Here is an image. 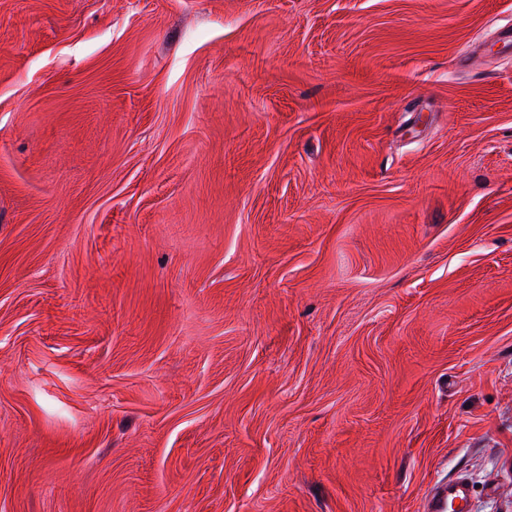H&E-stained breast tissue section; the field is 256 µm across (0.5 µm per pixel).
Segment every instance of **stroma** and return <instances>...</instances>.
Wrapping results in <instances>:
<instances>
[{
	"instance_id": "1",
	"label": "stroma",
	"mask_w": 512,
	"mask_h": 512,
	"mask_svg": "<svg viewBox=\"0 0 512 512\" xmlns=\"http://www.w3.org/2000/svg\"><path fill=\"white\" fill-rule=\"evenodd\" d=\"M512 0H0V512H512ZM473 496L470 479L463 474L438 481L424 491L423 512H469Z\"/></svg>"
}]
</instances>
